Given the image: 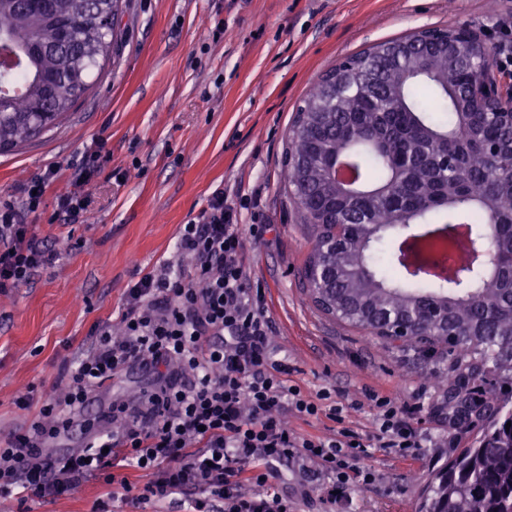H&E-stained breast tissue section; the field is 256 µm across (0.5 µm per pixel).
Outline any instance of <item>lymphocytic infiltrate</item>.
Listing matches in <instances>:
<instances>
[{
  "label": "lymphocytic infiltrate",
  "mask_w": 512,
  "mask_h": 512,
  "mask_svg": "<svg viewBox=\"0 0 512 512\" xmlns=\"http://www.w3.org/2000/svg\"><path fill=\"white\" fill-rule=\"evenodd\" d=\"M94 172V155L83 156L56 197L55 219L82 222L83 187ZM56 175L46 169L20 201L0 199V293L51 258L27 217ZM267 230L239 223L223 191H214L207 208L179 231L176 249L189 266L142 274L129 286L116 325L96 329L77 365L62 367L42 397L16 395L17 406L39 413L0 448V498L54 497L95 480L121 503L187 493L192 512H295L269 483L274 465L295 462L332 504L351 486L375 482L373 472L357 466L370 445L399 456L425 448L416 426L429 405L423 390L407 400L365 390L351 407L372 415L368 436L344 428L312 437L289 425L292 416L338 421L348 406L327 391L304 395L291 382L292 367L274 357L275 328L264 293L251 285L246 254L247 241H259ZM132 365L152 371L151 386L113 402L100 421L86 419L99 388ZM77 425L87 443L50 454ZM133 470L147 482L132 480Z\"/></svg>",
  "instance_id": "obj_1"
}]
</instances>
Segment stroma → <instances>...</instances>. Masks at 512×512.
<instances>
[{
	"label": "stroma",
	"mask_w": 512,
	"mask_h": 512,
	"mask_svg": "<svg viewBox=\"0 0 512 512\" xmlns=\"http://www.w3.org/2000/svg\"><path fill=\"white\" fill-rule=\"evenodd\" d=\"M510 23L512 0H123V40L95 88L59 125L0 154V198L20 197L46 169L58 170L28 218L57 257L0 295V445L35 416L15 394L50 385L63 364L84 357L95 327L117 317L129 285L178 262L182 224L218 188L239 206V223L268 227L261 242L246 244L251 282L265 293L276 341L305 395L327 390L349 403L368 388L407 398L428 387V373L448 367L442 349L388 348L323 314L304 290L311 245L281 187L288 129L324 71L374 44L463 26L491 48L496 28ZM99 142L110 159L84 188L85 223L52 221L75 160ZM118 169L125 178L112 179ZM149 384L139 369L128 370L104 383L88 417ZM431 405L419 423L427 449L397 457L371 448L358 467L375 472L376 482L352 487L336 505L294 469L273 480L275 491L297 512H416L424 480L456 451L447 391L433 390ZM291 424L313 436L342 425L366 434L372 417L350 409L341 424L323 415ZM106 492L90 481L66 495L8 504L11 512H91Z\"/></svg>",
	"instance_id": "1"
}]
</instances>
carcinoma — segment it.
I'll list each match as a JSON object with an SVG mask.
<instances>
[{"label":"carcinoma","mask_w":512,"mask_h":512,"mask_svg":"<svg viewBox=\"0 0 512 512\" xmlns=\"http://www.w3.org/2000/svg\"><path fill=\"white\" fill-rule=\"evenodd\" d=\"M0 0V152L58 124L121 34L122 0ZM469 51L448 30L380 42L328 71L288 134L284 194L312 243L304 279L324 314L383 341L448 350L456 454L433 470L419 512H512V113L468 97ZM489 232L491 271L457 263L448 286L408 269L404 235ZM365 262L360 276L351 271Z\"/></svg>","instance_id":"1"}]
</instances>
